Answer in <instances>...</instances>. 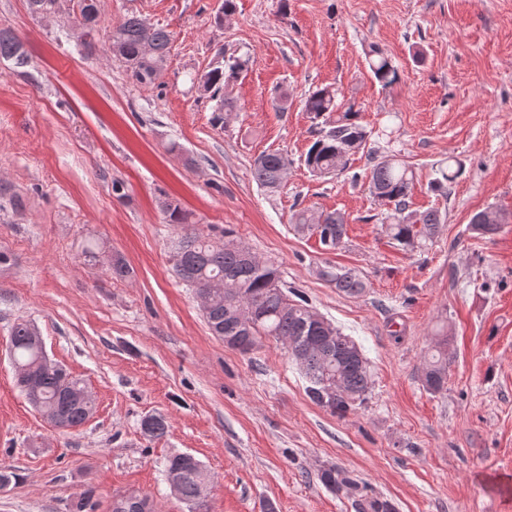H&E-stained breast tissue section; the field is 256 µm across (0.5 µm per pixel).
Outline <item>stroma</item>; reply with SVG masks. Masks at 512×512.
Segmentation results:
<instances>
[{"label":"stroma","mask_w":512,"mask_h":512,"mask_svg":"<svg viewBox=\"0 0 512 512\" xmlns=\"http://www.w3.org/2000/svg\"><path fill=\"white\" fill-rule=\"evenodd\" d=\"M221 3L101 0L89 51L69 33L70 0L49 18L0 0V30L29 55L20 69L0 58V468L16 475L0 512H69L90 487L104 508L133 493L189 512L164 474L177 453L210 473V512H355L354 496L321 482L328 468L397 512H512V223L469 228L484 209L512 216V0H234L219 27ZM131 12L172 34L147 87L107 49ZM221 47L250 61L219 126L198 76ZM375 48L400 71L391 88L369 69ZM325 85L370 132L333 178L303 164L315 137L303 101ZM264 151L292 163L273 194L252 175ZM387 155L413 170L412 209L442 217L414 251L389 239L369 191ZM450 158L463 173L443 196L430 183ZM166 199L199 235L274 262L294 297L360 345L374 383L365 406L330 414L282 344L242 354L210 333L172 271L182 230ZM301 209L344 213L342 246L297 233ZM91 244L129 275L88 261ZM330 265L354 269L365 292L337 290L321 275ZM21 319L93 393L81 427H53L17 389L8 346ZM440 332L448 379L433 395L420 372ZM150 414L166 419L163 437L142 434Z\"/></svg>","instance_id":"35a3bbf8"}]
</instances>
